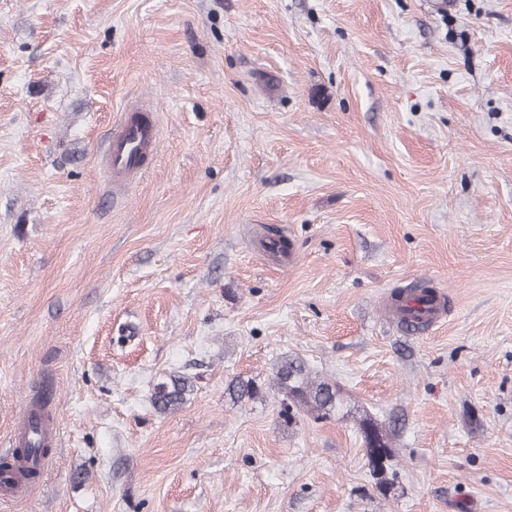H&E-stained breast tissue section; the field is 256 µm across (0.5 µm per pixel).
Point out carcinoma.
<instances>
[{"label": "carcinoma", "instance_id": "cac0c4a2", "mask_svg": "<svg viewBox=\"0 0 512 512\" xmlns=\"http://www.w3.org/2000/svg\"><path fill=\"white\" fill-rule=\"evenodd\" d=\"M270 390L280 396V424L291 426L296 423L299 411L304 410L315 419H327L336 413L341 405V388L332 380L312 375L306 364L298 359L285 356L273 366ZM193 391L190 379L172 375L154 387L151 402L156 412L167 414L177 410ZM228 391L236 401L251 400L260 395V388L249 381H239L229 386ZM35 404L42 413L34 414L27 436L14 449L13 458H41L51 452L50 436L42 421H50L51 415L43 414L48 408L47 399L38 396ZM368 464L377 479L379 489L390 491L394 486L387 478V466L392 459L388 436L378 424L364 420L360 423Z\"/></svg>", "mask_w": 512, "mask_h": 512}]
</instances>
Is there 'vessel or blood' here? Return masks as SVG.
Instances as JSON below:
<instances>
[{
    "instance_id": "b4317fda",
    "label": "vessel or blood",
    "mask_w": 512,
    "mask_h": 512,
    "mask_svg": "<svg viewBox=\"0 0 512 512\" xmlns=\"http://www.w3.org/2000/svg\"><path fill=\"white\" fill-rule=\"evenodd\" d=\"M141 110V105L130 106L128 113L113 126L103 144L104 167L116 193L124 192L130 182L140 175L146 158L158 151V126L140 119ZM407 306L411 317L420 319L428 326L438 323L444 314L442 302L438 299L421 303L411 300Z\"/></svg>"
}]
</instances>
